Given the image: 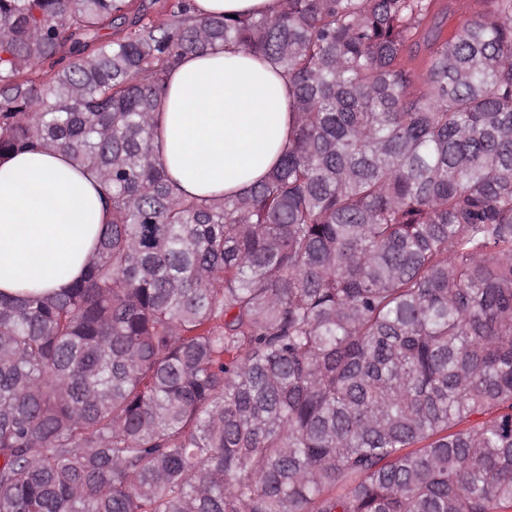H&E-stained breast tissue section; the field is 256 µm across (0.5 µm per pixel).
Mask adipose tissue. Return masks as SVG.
Wrapping results in <instances>:
<instances>
[{"label":"adipose tissue","mask_w":512,"mask_h":512,"mask_svg":"<svg viewBox=\"0 0 512 512\" xmlns=\"http://www.w3.org/2000/svg\"><path fill=\"white\" fill-rule=\"evenodd\" d=\"M199 16H271L279 0H194ZM154 152L186 193L240 194L287 147L293 96L266 58L230 46L174 67ZM105 220L96 183L60 150L0 162V293L58 292L81 276Z\"/></svg>","instance_id":"1"}]
</instances>
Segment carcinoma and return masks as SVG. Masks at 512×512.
Masks as SVG:
<instances>
[{
    "label": "carcinoma",
    "instance_id": "obj_1",
    "mask_svg": "<svg viewBox=\"0 0 512 512\" xmlns=\"http://www.w3.org/2000/svg\"><path fill=\"white\" fill-rule=\"evenodd\" d=\"M0 0V160L58 149L107 223L0 294V512H512V0ZM233 43L293 133L237 196L154 155L169 72ZM200 17L210 15L271 16L279 9V0H194ZM477 0H443L439 2L440 7L446 6L448 9L447 19L443 20V30L448 32L459 20L473 17L475 11L481 7Z\"/></svg>",
    "mask_w": 512,
    "mask_h": 512
}]
</instances>
